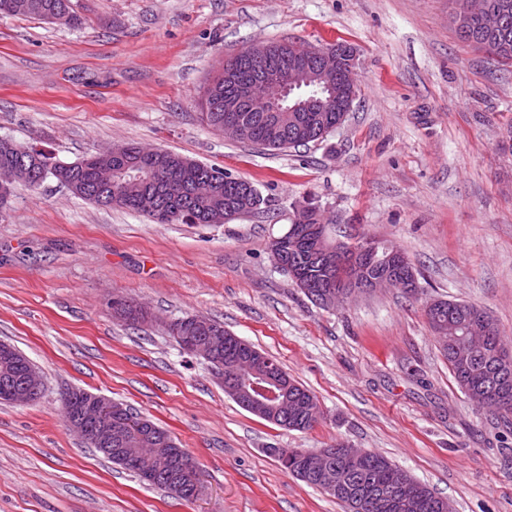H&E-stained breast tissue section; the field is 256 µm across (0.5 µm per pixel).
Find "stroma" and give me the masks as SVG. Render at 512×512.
I'll use <instances>...</instances> for the list:
<instances>
[{"mask_svg": "<svg viewBox=\"0 0 512 512\" xmlns=\"http://www.w3.org/2000/svg\"><path fill=\"white\" fill-rule=\"evenodd\" d=\"M69 26L0 16V138L72 163L126 143L216 164L268 202L223 224H154L46 180L0 208V340L44 373L0 403V512H345L274 448L337 441L387 456L455 512H512V433L457 387L424 309H486L512 343V64L459 41L455 0H72ZM344 41L359 93L326 140L271 151L212 131L196 100L248 46ZM314 200L340 242L406 252L419 289L324 308L270 243ZM152 314L131 326L111 298ZM201 315L276 357L322 417L287 430L239 406L170 324ZM82 389L134 409L199 462L183 500L69 431ZM26 383L11 390L9 398L16 405L29 404L34 401L43 389L44 377L41 370L32 366L25 371Z\"/></svg>", "mask_w": 512, "mask_h": 512, "instance_id": "obj_1", "label": "stroma"}]
</instances>
